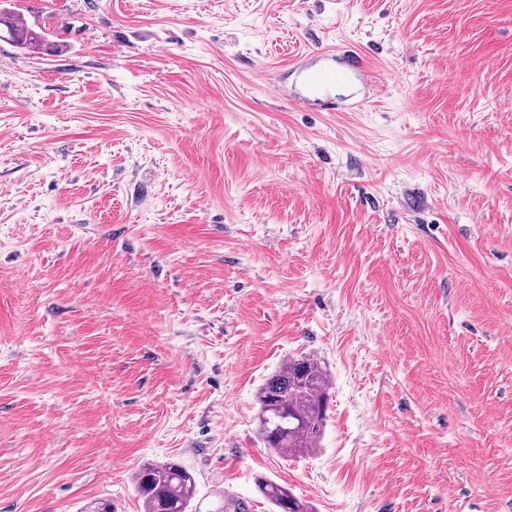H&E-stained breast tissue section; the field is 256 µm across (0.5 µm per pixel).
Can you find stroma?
I'll return each mask as SVG.
<instances>
[{
  "instance_id": "1",
  "label": "stroma",
  "mask_w": 512,
  "mask_h": 512,
  "mask_svg": "<svg viewBox=\"0 0 512 512\" xmlns=\"http://www.w3.org/2000/svg\"><path fill=\"white\" fill-rule=\"evenodd\" d=\"M0 512H512V0H0ZM357 50L329 110L305 70ZM360 102L347 109L348 100ZM317 452L257 434L291 356ZM4 10L0 9V25L7 28L9 40L17 47L22 49L41 48L49 44L45 38V32L38 33L30 29L26 24L19 21L16 16L8 15L5 17ZM13 17V18H11ZM326 367L311 355L288 358L257 392L258 434L282 457L308 454L321 441L328 416ZM134 483L144 512H187L196 489L193 474L174 462L142 464ZM257 483L259 491L272 506V512H314L287 487L262 478L258 479Z\"/></svg>"
}]
</instances>
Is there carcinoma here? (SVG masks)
<instances>
[{
    "instance_id": "1",
    "label": "carcinoma",
    "mask_w": 512,
    "mask_h": 512,
    "mask_svg": "<svg viewBox=\"0 0 512 512\" xmlns=\"http://www.w3.org/2000/svg\"><path fill=\"white\" fill-rule=\"evenodd\" d=\"M0 25L19 48L47 45L44 34L5 15L2 9ZM328 390V373L320 360L303 354L288 358L257 392L258 434L263 443L286 458L316 450L328 420ZM134 483L144 512H188L195 495L193 474L174 462L142 464ZM258 489L272 512H313L287 487L272 480L258 479Z\"/></svg>"
}]
</instances>
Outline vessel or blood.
Returning a JSON list of instances; mask_svg holds the SVG:
<instances>
[{
  "instance_id": "obj_1",
  "label": "vessel or blood",
  "mask_w": 512,
  "mask_h": 512,
  "mask_svg": "<svg viewBox=\"0 0 512 512\" xmlns=\"http://www.w3.org/2000/svg\"><path fill=\"white\" fill-rule=\"evenodd\" d=\"M373 78L374 72L367 62L357 54L343 58L340 65L328 64L316 70L306 71L303 77V91L295 96L296 105L303 106L312 98L334 105L338 88L348 84L355 77Z\"/></svg>"
}]
</instances>
